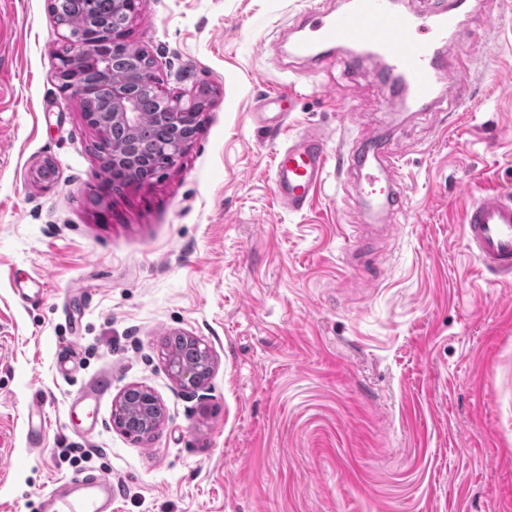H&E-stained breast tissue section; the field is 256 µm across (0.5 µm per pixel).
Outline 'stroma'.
Returning <instances> with one entry per match:
<instances>
[{"instance_id":"1","label":"stroma","mask_w":512,"mask_h":512,"mask_svg":"<svg viewBox=\"0 0 512 512\" xmlns=\"http://www.w3.org/2000/svg\"><path fill=\"white\" fill-rule=\"evenodd\" d=\"M340 4L142 0L126 40L162 91L210 95L176 165L105 196L48 0H0V512H35L64 448L118 484L114 512H512V281L461 232L470 200L512 194V0L471 6L442 112L402 108L346 50L320 74L290 57L304 15ZM288 84L281 120L261 103ZM306 131L389 137L409 222L357 223L333 170L281 208L274 156ZM175 335L212 350L193 395ZM132 386L163 408L152 438L113 422ZM36 404L32 407L28 414V440L32 445H40L42 443L44 428H45V417L43 414L42 403L39 402V398L34 401Z\"/></svg>"}]
</instances>
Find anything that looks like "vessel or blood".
I'll list each match as a JSON object with an SVG mask.
<instances>
[{
	"instance_id": "b4317fda",
	"label": "vessel or blood",
	"mask_w": 512,
	"mask_h": 512,
	"mask_svg": "<svg viewBox=\"0 0 512 512\" xmlns=\"http://www.w3.org/2000/svg\"><path fill=\"white\" fill-rule=\"evenodd\" d=\"M424 12H405L393 0H352L349 10L335 16L311 11L304 19V33L291 46V54L314 64L326 63L339 48L364 47L386 66L389 82L403 84L412 102L421 108L439 109L445 99L437 88L444 66L448 36L461 33L459 16L464 0H425ZM398 153L383 152L373 161L356 154H330L318 133L307 131L292 138L274 161V194L288 211L299 213L312 202L322 185L329 162L348 165L355 173V211L381 223L406 217L408 200L398 169ZM463 236L489 273L512 275V196L487 192L469 202L462 215ZM116 487L101 474L76 471L55 480L38 512H112Z\"/></svg>"
}]
</instances>
